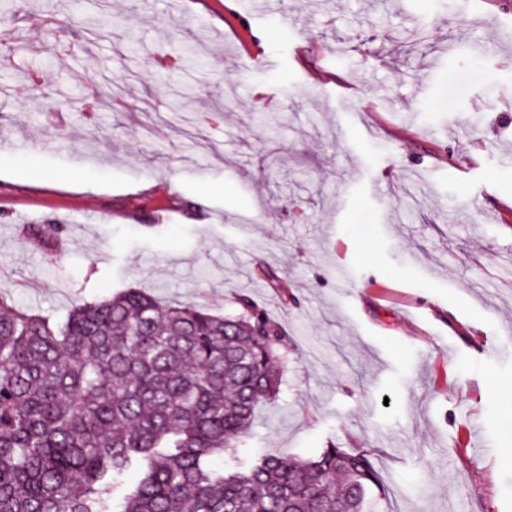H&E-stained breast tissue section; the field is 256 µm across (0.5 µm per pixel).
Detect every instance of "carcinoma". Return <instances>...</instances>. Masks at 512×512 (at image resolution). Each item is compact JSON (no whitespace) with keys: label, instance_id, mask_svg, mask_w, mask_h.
<instances>
[{"label":"carcinoma","instance_id":"carcinoma-1","mask_svg":"<svg viewBox=\"0 0 512 512\" xmlns=\"http://www.w3.org/2000/svg\"><path fill=\"white\" fill-rule=\"evenodd\" d=\"M234 304L127 288L56 318L0 295V512H375L367 450L244 456L292 342L249 294Z\"/></svg>","mask_w":512,"mask_h":512}]
</instances>
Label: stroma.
I'll list each match as a JSON object with an SVG mask.
<instances>
[{"mask_svg": "<svg viewBox=\"0 0 512 512\" xmlns=\"http://www.w3.org/2000/svg\"><path fill=\"white\" fill-rule=\"evenodd\" d=\"M1 39V296L250 294L295 342L251 455L366 448L379 512H512V0H18Z\"/></svg>", "mask_w": 512, "mask_h": 512, "instance_id": "stroma-1", "label": "stroma"}]
</instances>
